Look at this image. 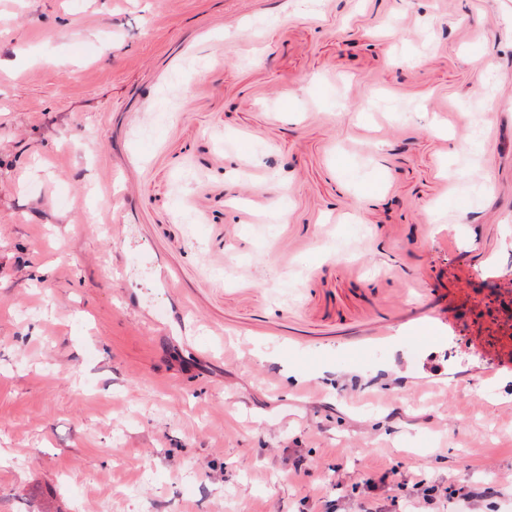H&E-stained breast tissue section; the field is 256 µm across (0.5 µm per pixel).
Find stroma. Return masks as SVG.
<instances>
[{
    "label": "stroma",
    "instance_id": "1",
    "mask_svg": "<svg viewBox=\"0 0 512 512\" xmlns=\"http://www.w3.org/2000/svg\"><path fill=\"white\" fill-rule=\"evenodd\" d=\"M0 53V512H512V0H0ZM413 488L417 490L416 497L421 498L424 507L432 510L419 512H444L445 501L439 489V486L430 484L425 478L419 479L413 484Z\"/></svg>",
    "mask_w": 512,
    "mask_h": 512
}]
</instances>
